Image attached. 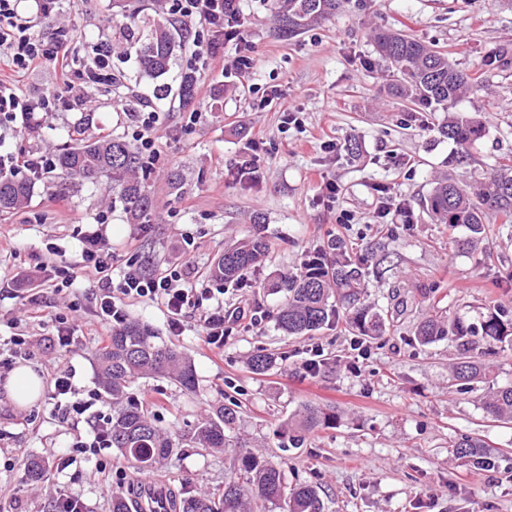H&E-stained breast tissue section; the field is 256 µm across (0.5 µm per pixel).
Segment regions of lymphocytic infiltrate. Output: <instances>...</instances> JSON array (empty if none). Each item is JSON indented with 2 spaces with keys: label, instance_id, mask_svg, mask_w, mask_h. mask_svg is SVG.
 I'll use <instances>...</instances> for the list:
<instances>
[{
  "label": "lymphocytic infiltrate",
  "instance_id": "obj_1",
  "mask_svg": "<svg viewBox=\"0 0 512 512\" xmlns=\"http://www.w3.org/2000/svg\"><path fill=\"white\" fill-rule=\"evenodd\" d=\"M19 0H0V75L10 73V80L0 78V120L29 121L35 113L49 111V97L26 95L17 85V78L27 73L51 68L67 88L73 90V102L87 103L85 87L112 84V46L98 43L90 52L81 55L70 51L69 43L77 41V29L64 32L62 38L47 40L34 30L37 17L50 15L56 0H35L36 11L27 15L18 9ZM226 0H171L170 13L190 26L192 38L186 56L184 71L198 76L215 62H222L225 70L245 72L251 69L249 55L238 54L225 59L224 45L242 40V32L232 24L237 11L226 8ZM76 264L89 270L98 279L101 288L93 298L97 318L108 325H118L127 318L126 304L130 301H151L161 304L172 331H180L184 311L188 307L202 309L204 342L216 353H223L224 341L230 324L246 316L244 309L224 308L214 303V293L208 288H183L179 282L190 274L194 260L191 253H183L179 266L146 275L135 267L129 268L120 280L112 278V250L99 232H89L80 239ZM51 398L61 420L82 418L94 405L93 400L76 396L71 373L64 372L53 380ZM110 421L101 417L89 441H76L57 462L58 468L81 467L91 457L100 455L110 445Z\"/></svg>",
  "mask_w": 512,
  "mask_h": 512
}]
</instances>
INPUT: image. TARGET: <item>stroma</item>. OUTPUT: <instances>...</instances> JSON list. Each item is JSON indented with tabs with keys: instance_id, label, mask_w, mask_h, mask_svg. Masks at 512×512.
<instances>
[{
	"instance_id": "obj_1",
	"label": "stroma",
	"mask_w": 512,
	"mask_h": 512,
	"mask_svg": "<svg viewBox=\"0 0 512 512\" xmlns=\"http://www.w3.org/2000/svg\"><path fill=\"white\" fill-rule=\"evenodd\" d=\"M271 6V0H240L238 22L252 49L253 70L243 77L217 65L206 70L195 97L206 100L210 112L197 125H186L187 107L178 98L155 96L153 81L141 76L131 55L113 57L119 84L89 89L91 102L84 108L68 109L71 94L52 70L20 80L25 94H50L58 104L38 113L28 128L0 123V154L61 151L79 123L88 138L127 135L129 115L115 111L118 99L159 112L162 153L148 183L153 207L140 220H132L105 188L56 173L36 182L31 200L0 220V269L19 282L0 291V512H53L59 490L81 498L90 512H112L97 466L130 468L110 448L83 469L56 470L55 460L69 446L89 440L90 423L61 421L45 395L24 408L5 397L14 367L30 366L47 386L69 371L79 395L96 391V409L111 413L112 398L100 389L95 361V332L102 327L93 315L97 281L78 269L64 294L49 297L74 329L69 347L49 346L54 325L23 314V282L54 280L53 268L43 264L49 249L74 257L81 232L97 225L103 210L109 220L98 225L112 249L116 279L128 261L155 273L188 250L206 275L205 287L212 288L217 284L207 272L225 246L256 231L268 244L260 267L222 286L225 306L264 313L258 325L245 319L234 325L223 356L206 346L199 311L187 309L175 334L161 306L127 307L129 317L187 353L197 374L192 393L153 377L139 378L130 388L179 444L177 456L152 469L158 484L194 494L223 486L233 472L234 449L203 451L194 434L210 406L231 399L241 406L240 440L253 452L285 459L289 483L319 487L325 512H512V428L486 418L485 383L467 394L451 388V343L423 346L413 339L415 324L434 309L462 313L495 305L512 314V224L491 221L482 247L465 253L423 205L440 178L474 185L487 169L512 165V64L493 61L498 51L512 50V9L495 0H346L331 21L287 39L274 31ZM115 25L112 0H59L36 31L51 39L59 28L75 26L85 41L97 42L111 39ZM377 27L444 49L457 68L476 78L478 91L456 109L481 114L486 134L466 159H456L440 133L446 111L418 112L395 94L396 70L374 49ZM285 106L298 111L299 125L283 124ZM257 133L265 141L260 178H239L235 166L248 159V140ZM327 140L334 150L324 149ZM352 142L358 154L348 153ZM329 181L341 189L335 207L322 195ZM378 185L388 186L409 210L386 229L375 217ZM336 239L362 263L365 301L387 318L362 361L355 358L354 334L344 321L302 338L285 336L275 325L284 297L271 290L273 278L300 273ZM20 334L30 342L25 358L12 355V339ZM259 351L278 356L264 375L254 374L248 362ZM316 351L320 369L311 373L306 364ZM8 358L13 364L7 368ZM355 362L360 372L352 371ZM309 402L336 407V426L309 435L302 447L282 449L274 430ZM459 434L483 438L501 451V459L481 470L458 458L450 442ZM31 455L47 465L38 483L25 478Z\"/></svg>"
}]
</instances>
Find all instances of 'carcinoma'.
Here are the masks:
<instances>
[{"instance_id":"cac0c4a2","label":"carcinoma","mask_w":512,"mask_h":512,"mask_svg":"<svg viewBox=\"0 0 512 512\" xmlns=\"http://www.w3.org/2000/svg\"><path fill=\"white\" fill-rule=\"evenodd\" d=\"M273 20L278 32L294 37L302 31L330 21L340 12L343 0H273ZM118 40L136 48L140 71L157 79L169 71L170 63L184 44V35L176 22L166 16H141L130 13L118 27ZM378 54L395 65L401 74L396 93L415 106L431 108L456 103L475 89L467 73L448 60V54L409 35L379 31L374 35ZM195 80L181 76L176 88L158 86L163 96L172 94L191 102ZM441 134L452 141L458 153L485 133L479 115L453 113ZM57 155L60 175L66 179L101 184L109 189L123 209L137 219L147 214L151 198L145 178L139 176L143 161L132 144L122 137L102 135L81 137ZM33 182L10 176L0 177V217L7 216L28 201ZM426 208L438 224L466 233L464 244L475 245L484 238L491 217L512 223V174L493 172L478 185H460L451 180L436 183ZM333 254L318 252L295 275H280L271 288L284 293L279 307L278 327L289 336H305L344 316L345 323L357 335L377 338L382 335L386 318L365 303L361 272L353 257L333 244ZM267 251L262 237L253 235L230 245L214 262L213 276L224 282H236L257 264ZM414 340L430 345L446 340L455 345L456 362L452 367V385L467 391L475 382L490 375L477 351V344H512V317L487 309L474 317L432 311L416 324ZM98 377L102 387L112 394V430L110 441L138 470H150L165 464L178 450L172 438L156 424L155 415L145 403L129 396L135 378L153 375L169 378L186 391L196 388V371L191 358L182 350L161 344L154 331L137 319L129 318L112 328L109 343L96 353ZM277 357L257 353L252 369L265 373L274 367ZM485 414L505 425L512 424V383L498 386L483 397ZM238 420L229 406L216 407L200 422L196 443L203 450L232 446L231 433ZM336 411L307 403L281 427L277 436L291 445L303 442L306 435L336 425ZM457 454L482 467L494 466L493 452L485 443L462 434L454 440ZM286 462L250 451L237 455L234 475L224 486L205 495L179 500L180 512H325L322 499L312 485L288 486Z\"/></svg>"}]
</instances>
